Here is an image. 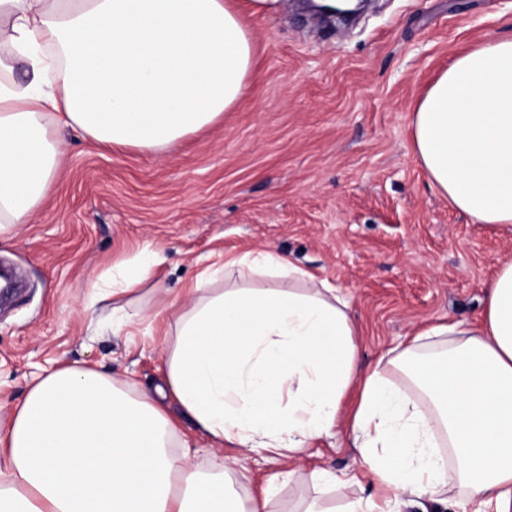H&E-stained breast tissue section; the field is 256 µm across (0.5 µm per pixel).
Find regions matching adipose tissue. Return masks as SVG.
<instances>
[{
    "label": "adipose tissue",
    "instance_id": "adipose-tissue-1",
    "mask_svg": "<svg viewBox=\"0 0 512 512\" xmlns=\"http://www.w3.org/2000/svg\"><path fill=\"white\" fill-rule=\"evenodd\" d=\"M25 65L30 78L15 77ZM253 38L234 0H0V235L28 223L54 178L58 133L160 153L215 123L247 94ZM428 180L478 224H512V36L458 56L413 112ZM160 250L113 266L87 307L151 288ZM250 281L197 280L171 299L164 383L216 453L199 471L172 452L163 400L134 396L97 371L63 366L34 380L0 424V512H267L224 486L227 445L296 464L347 425L381 496L345 512H397L407 496L467 491L469 512H512V259L487 287L476 324H438L398 354L410 378L364 368L340 288L272 250L238 260ZM269 276L291 288L262 287ZM445 337L420 353V342ZM358 388L352 415L342 398ZM453 448V461L437 452Z\"/></svg>",
    "mask_w": 512,
    "mask_h": 512
}]
</instances>
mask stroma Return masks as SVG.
Wrapping results in <instances>:
<instances>
[{
    "mask_svg": "<svg viewBox=\"0 0 512 512\" xmlns=\"http://www.w3.org/2000/svg\"><path fill=\"white\" fill-rule=\"evenodd\" d=\"M256 49L251 90L217 123L155 155L65 135L59 169L29 223L0 239V264L21 286L0 302V418L33 378L87 365L130 394L155 395L168 322L145 303L181 294L219 260L274 250L341 288L361 362L386 361L415 330L476 322L485 288L512 257V224H477L429 183L412 147V112L430 81L464 51L512 35V0H373L350 25L283 0L245 13ZM162 249L149 301L115 335L111 302L84 309L89 285L143 248ZM176 448L207 469L209 442L167 400ZM224 481L242 499L269 492L270 512H343L374 494L313 471L358 469L345 431L287 464L224 448Z\"/></svg>",
    "mask_w": 512,
    "mask_h": 512,
    "instance_id": "stroma-1",
    "label": "stroma"
}]
</instances>
